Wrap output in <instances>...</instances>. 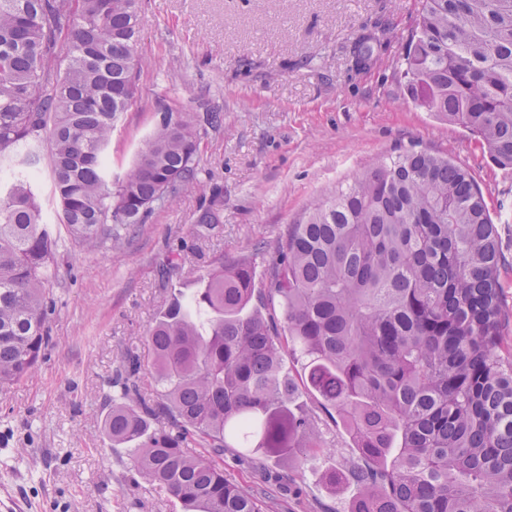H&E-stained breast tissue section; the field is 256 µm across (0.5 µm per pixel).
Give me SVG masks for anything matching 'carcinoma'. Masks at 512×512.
<instances>
[{"mask_svg": "<svg viewBox=\"0 0 512 512\" xmlns=\"http://www.w3.org/2000/svg\"><path fill=\"white\" fill-rule=\"evenodd\" d=\"M139 0H0V385L48 341L59 238L35 184L48 159L57 223L91 250L197 179L200 128L162 109L134 165L107 150L136 93ZM412 101L512 168V0H422L406 53ZM498 235L474 177L410 147L288 225L267 268L215 258L146 342L160 400L127 355L104 421L182 512H262L224 478V449L330 452L304 391L332 408L364 466L350 512H512V345ZM280 310L281 327L274 326ZM302 361L299 377L283 354Z\"/></svg>", "mask_w": 512, "mask_h": 512, "instance_id": "cac0c4a2", "label": "carcinoma"}]
</instances>
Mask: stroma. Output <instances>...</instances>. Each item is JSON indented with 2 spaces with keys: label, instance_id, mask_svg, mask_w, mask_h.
Here are the masks:
<instances>
[{
  "label": "stroma",
  "instance_id": "obj_1",
  "mask_svg": "<svg viewBox=\"0 0 512 512\" xmlns=\"http://www.w3.org/2000/svg\"><path fill=\"white\" fill-rule=\"evenodd\" d=\"M421 0H141L138 93L112 133L113 177L133 164L161 108L218 113L204 126L197 181L181 185L142 223L121 228L120 248L87 250L61 239V297L48 319L37 371L0 386V501L21 512H180L145 482L126 446L104 432L109 384L173 295L195 282L180 267L216 257L253 260L264 272L279 238L314 201L409 146L448 155L478 182L507 263L512 320V169L495 167L462 127L409 97L403 57ZM371 37L375 60L357 68L354 43ZM220 198L223 222L197 221ZM313 414L344 472L356 456L317 402ZM229 481L265 490L266 512H347L348 491L326 489L315 470L262 454L224 452Z\"/></svg>",
  "mask_w": 512,
  "mask_h": 512
}]
</instances>
